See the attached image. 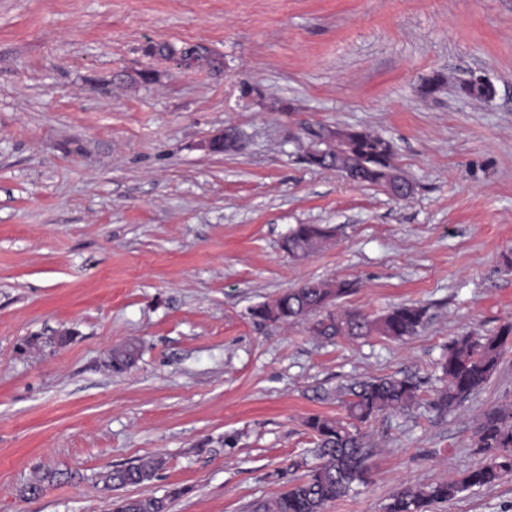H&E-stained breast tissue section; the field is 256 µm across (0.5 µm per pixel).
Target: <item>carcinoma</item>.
I'll return each instance as SVG.
<instances>
[{"instance_id":"1","label":"carcinoma","mask_w":512,"mask_h":512,"mask_svg":"<svg viewBox=\"0 0 512 512\" xmlns=\"http://www.w3.org/2000/svg\"><path fill=\"white\" fill-rule=\"evenodd\" d=\"M151 54L168 59L179 56L182 67L215 66L211 54H191L170 45H151ZM351 162L340 167L344 175L359 183L381 187L395 181H407L395 162L392 144L383 136L366 129L345 128ZM332 231L320 224H299L285 237L288 254L305 258L331 238ZM355 284L347 279L311 280L283 292L274 300L251 310L261 322L288 324L303 321L312 335L332 340L383 336L403 341L424 326L427 310L417 303L401 304L386 314L370 318L356 310L342 308L338 300L350 295ZM512 336V321L490 336L465 334L453 339L440 363L445 385L436 391L431 406L447 410L468 398L491 378L497 369L500 351ZM140 346L128 342L112 347V370L130 367ZM419 383L409 376L380 377L357 381L337 389L344 398L347 421L311 415L306 426L315 439L314 455L319 463L306 477L272 499L257 501L252 512H325L328 503L347 495L355 483L367 481L366 435L360 425L387 412H403L419 402ZM481 463L458 480L427 486H406L396 492L387 512H432L437 503L454 499L470 487L492 486L512 475V406L493 410L479 428L474 442ZM163 466L159 457H150L126 468L114 469L103 477L107 489L137 485L151 480ZM184 490L175 488L163 497L140 496L112 500L111 512H167L169 501Z\"/></svg>"}]
</instances>
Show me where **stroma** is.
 Instances as JSON below:
<instances>
[{
    "instance_id": "35a3bbf8",
    "label": "stroma",
    "mask_w": 512,
    "mask_h": 512,
    "mask_svg": "<svg viewBox=\"0 0 512 512\" xmlns=\"http://www.w3.org/2000/svg\"><path fill=\"white\" fill-rule=\"evenodd\" d=\"M478 75L492 100L462 94ZM318 123L383 135L414 195L309 165L297 139ZM229 126L243 150L206 152ZM299 224L332 236L295 260L280 244ZM334 277L356 284L342 307L417 302L423 328L327 342L250 316ZM509 320L512 0H0V512L180 487L169 512H251L315 465L305 421L345 417L337 387L406 374L420 403L366 424L369 479L326 510L385 512L478 465L479 425L512 405V344L466 401H429L448 343ZM147 456L154 478L104 490ZM437 512H512V476ZM148 52L150 54L158 53L167 59L172 58L173 56L179 55V57L182 60L181 67H184L186 69L190 68H196L200 65L207 64L211 67H215V63L217 62L216 58L212 57L210 54V51L206 48L207 54H190L185 49H176L173 46L170 45H150L147 48ZM179 57H173L171 60L173 63H175L177 66H180V59ZM140 352V346L135 342H128L112 347L110 361L114 372H122L130 367Z\"/></svg>"
}]
</instances>
